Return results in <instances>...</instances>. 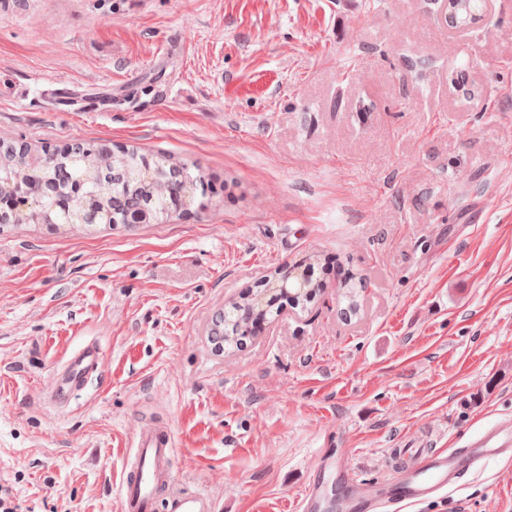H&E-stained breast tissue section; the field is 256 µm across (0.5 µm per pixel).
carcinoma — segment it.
<instances>
[{"label":"carcinoma","mask_w":512,"mask_h":512,"mask_svg":"<svg viewBox=\"0 0 512 512\" xmlns=\"http://www.w3.org/2000/svg\"><path fill=\"white\" fill-rule=\"evenodd\" d=\"M206 176L195 164L170 156L144 153L133 147L117 146L104 158L100 148L79 146L43 162L36 161L21 144L0 145V187L15 193L11 202L0 205V224H42L51 217L56 224H110L135 227L133 216L144 214L160 222L171 210L172 201L191 204L204 188ZM306 271L291 276H274L263 284L273 292L265 304L239 295L224 307L211 335L223 337L231 353L243 348L246 332L256 320L279 316L276 300L286 297L302 308L306 293L320 283Z\"/></svg>","instance_id":"obj_1"}]
</instances>
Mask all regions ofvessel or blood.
I'll return each instance as SVG.
<instances>
[{"mask_svg":"<svg viewBox=\"0 0 512 512\" xmlns=\"http://www.w3.org/2000/svg\"><path fill=\"white\" fill-rule=\"evenodd\" d=\"M100 372L99 344H81L55 373L51 404L57 408L69 405ZM175 452L176 440L169 427L156 426L138 433L125 459L119 486L120 512H154L157 496L164 489L169 492V512H217L216 500L205 489H174L169 461ZM400 453L402 462L387 481L377 485L354 483L352 501L357 512H389L404 501L427 503L443 498L483 461L511 458L512 416L500 418L460 448L430 451L411 444Z\"/></svg>","mask_w":512,"mask_h":512,"instance_id":"vessel-or-blood-1","label":"vessel or blood"}]
</instances>
